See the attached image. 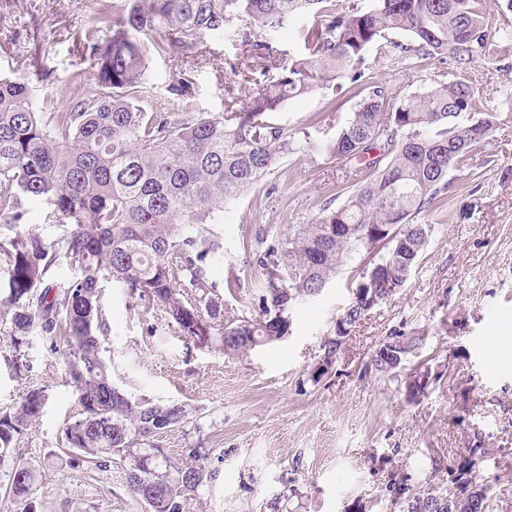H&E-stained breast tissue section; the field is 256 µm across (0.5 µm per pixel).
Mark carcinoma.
<instances>
[{"instance_id": "carcinoma-1", "label": "carcinoma", "mask_w": 512, "mask_h": 512, "mask_svg": "<svg viewBox=\"0 0 512 512\" xmlns=\"http://www.w3.org/2000/svg\"><path fill=\"white\" fill-rule=\"evenodd\" d=\"M485 0H370L366 8H336L334 0H131L101 39L85 35L95 89L59 103L52 112L36 106L29 81L0 78V263L7 266V296L0 341L18 357L36 332L62 347L66 382L80 411L66 424L63 445L101 464L119 456L130 461L128 482L149 512H186L187 496L206 483L200 449L178 462L154 443L153 411L176 425L188 419L184 406L136 399L114 389L101 351L111 333L105 289L120 285L140 303L157 307L194 345L218 340L227 354L247 352L290 335L291 311L314 288H325L356 257L368 267L415 266L431 226L416 224L424 212L448 201L450 173L493 125L481 108L471 71L486 57L492 37L512 41V28H495ZM299 12L316 22L304 33L302 53L285 65L263 39ZM246 25L250 46L243 82L254 84L244 103L234 86L224 113L210 116L182 109L166 115L143 111L129 91L144 83L149 58L173 45H204L236 22ZM155 33L163 34L159 39ZM391 33L394 56L426 60L449 56L447 78L397 103L380 85L367 87L352 117L327 146L337 161L365 164L367 181L342 204L323 208L313 224L291 238L258 237L256 264L265 281L256 314L224 318V288L213 267L224 258V207L260 183L283 157L305 142L271 120L290 99L319 84L364 78L366 54ZM45 204L44 221L56 228L48 239L27 223L25 202ZM348 231L336 234V225ZM383 227L409 247L378 249L362 234ZM65 265L73 277L53 281ZM423 340L408 337L390 359L402 366ZM48 395L33 388L8 411H0V461L17 436L43 415ZM448 468L452 488L429 484L409 495L389 487L399 512H487L486 487L473 472L482 449ZM41 472L13 463L11 492L34 493Z\"/></svg>"}]
</instances>
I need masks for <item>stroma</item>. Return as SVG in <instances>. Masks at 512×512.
Here are the masks:
<instances>
[{
  "label": "stroma",
  "mask_w": 512,
  "mask_h": 512,
  "mask_svg": "<svg viewBox=\"0 0 512 512\" xmlns=\"http://www.w3.org/2000/svg\"><path fill=\"white\" fill-rule=\"evenodd\" d=\"M124 0H0V78H24V61L38 58L47 78L36 102H62L90 92L77 74L88 70L77 37L106 36ZM248 51L235 29L209 37L205 56L175 48L153 56L135 102L148 112L191 109L223 113L230 72L218 64ZM372 47L363 85L337 82L294 98L275 112L276 123L308 135L311 147L279 161L258 186L224 210V263L215 279L234 272L238 288L225 292L227 317L251 313L264 276L255 263V235L288 237L315 222L329 200H344L366 171L337 165L326 145L352 116L364 84H387L393 101L447 72L449 58L392 62ZM512 45L493 39L472 82L494 127L454 171L444 212L416 221L431 227L428 245L402 288L357 324L347 351L328 372L315 374L320 340L349 304L358 278L352 262L318 296L297 303L290 335L243 355L221 343L199 348L157 309L136 303L127 289L104 292L112 331L102 344L115 385L128 394L179 404L187 421L167 428L158 443L171 456L207 454L213 477L188 501L187 512H271L284 497L287 512H347L354 502L379 499L387 486L410 489L445 476L466 448L481 444L486 460L476 479L489 488L488 512H512ZM192 67L190 95L173 94ZM394 332L422 336L405 370L381 375L371 367L376 346ZM19 368L0 360V409L44 388L42 417L19 435L14 459L41 468L35 493L9 497L10 466L0 465V512H146L131 492L129 463L84 461L62 447L63 429L79 406L65 381L62 356L38 334L19 355ZM428 371L424 394L406 381Z\"/></svg>",
  "instance_id": "1"
}]
</instances>
